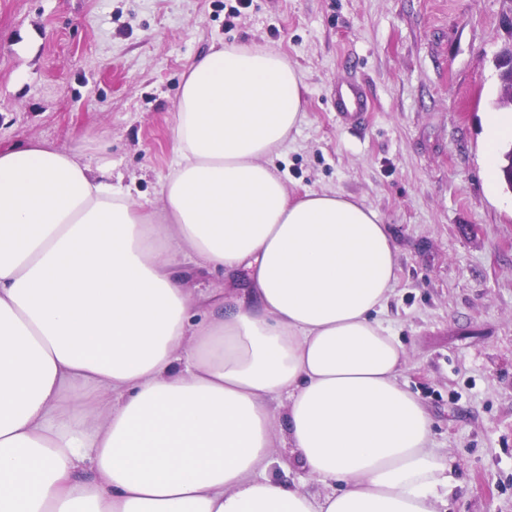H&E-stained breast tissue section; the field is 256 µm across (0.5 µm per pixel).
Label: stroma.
<instances>
[{"instance_id": "35a3bbf8", "label": "stroma", "mask_w": 512, "mask_h": 512, "mask_svg": "<svg viewBox=\"0 0 512 512\" xmlns=\"http://www.w3.org/2000/svg\"><path fill=\"white\" fill-rule=\"evenodd\" d=\"M234 4L0 0V152L51 144L159 208L196 58L222 41L282 54L304 82L303 121L273 159L289 194L356 197L396 246L384 318L453 461L440 512H512V190L482 177L512 0ZM349 82L373 109L346 126L334 100Z\"/></svg>"}]
</instances>
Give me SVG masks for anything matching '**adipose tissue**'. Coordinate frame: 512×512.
Wrapping results in <instances>:
<instances>
[{"label": "adipose tissue", "mask_w": 512, "mask_h": 512, "mask_svg": "<svg viewBox=\"0 0 512 512\" xmlns=\"http://www.w3.org/2000/svg\"><path fill=\"white\" fill-rule=\"evenodd\" d=\"M302 85L272 50L212 46L158 211L67 151L0 153V512H438L448 458L382 318L388 227L290 196L271 161ZM241 269L230 300L185 286ZM279 446L327 493L270 478Z\"/></svg>", "instance_id": "adipose-tissue-1"}]
</instances>
